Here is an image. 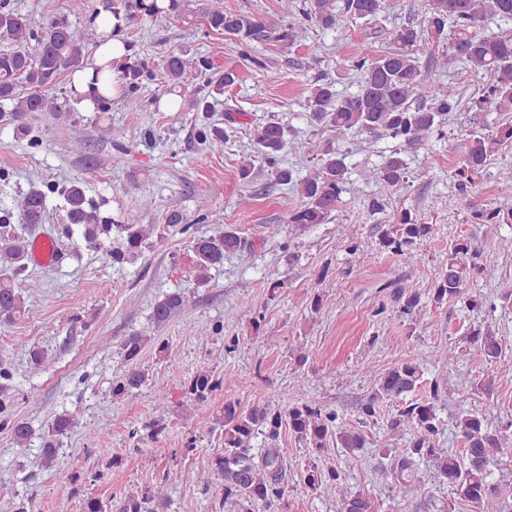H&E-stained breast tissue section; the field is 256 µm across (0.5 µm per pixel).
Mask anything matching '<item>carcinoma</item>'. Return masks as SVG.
Returning <instances> with one entry per match:
<instances>
[{"label":"carcinoma","mask_w":512,"mask_h":512,"mask_svg":"<svg viewBox=\"0 0 512 512\" xmlns=\"http://www.w3.org/2000/svg\"><path fill=\"white\" fill-rule=\"evenodd\" d=\"M181 0H102L103 9L117 22L113 32L95 24L100 9L95 7L85 14L84 21L72 24L66 18L37 20L9 7L0 0V104L10 106V112L21 117L32 112H57L59 107L53 90L62 75L87 66L88 45L105 46L112 33H123L137 19L148 16L155 19L176 17ZM428 2V29L440 41H448V53L429 55L420 62L417 46L422 41L420 29L406 24L392 27L388 32L389 49L372 56L365 46L357 47L340 64L361 73L356 92L343 95L337 92L336 82L322 80L311 88L307 107L312 119L336 128L346 134L365 133L372 137L388 136L409 148L417 147L432 135L445 134V128L456 123L461 111V100L454 86L441 85L428 104H414L423 84V72L430 68L444 69L460 62L476 73L486 75L487 81L478 96L471 99L467 111L473 113L464 155L456 170L459 204L469 214L472 224H511L512 210L505 211L476 202L471 187L474 178L490 164L499 147L512 142V122H506L490 133L479 126L481 113L493 109L512 112V33L482 35L481 23L488 17L512 20V0H426ZM383 0H311L308 21L323 29H339L358 20H373L383 11ZM206 25L212 31H222L235 38L247 50L266 41L293 42L303 36L306 28L293 23L275 25L251 16L214 10L206 15ZM112 70L120 82L122 99L130 110L141 107V88L155 83L156 102L178 93L190 73L199 75L212 70V62L205 56L189 57L181 51L170 52L156 69L135 55L112 60L96 68L95 81L108 87L100 79L106 70ZM200 144L216 152L227 140L223 128L205 124L196 129ZM288 129L271 120L254 128L253 137L258 156L270 168L274 179L282 185L297 187L302 204L288 213L289 224H322L336 210L341 195L350 185L346 155L340 148L328 143L321 152L316 172L300 178L296 172L280 165V154L287 145ZM363 180L379 185L384 194L372 199L369 208L378 211L385 207L390 194L406 181V162L399 152H393L384 163L362 174ZM62 202L67 223L61 233L67 237L81 236L88 246L102 251L112 264L122 265L135 260L147 246L154 225L118 224L102 211L105 202H97L86 194L78 181H48L39 188L19 193L14 210L0 216V325H10L27 311L19 287L27 270L29 241L26 227L41 224L45 218L50 196ZM433 225L410 211L400 213L393 223L379 227L381 248L418 261L432 238ZM242 239L233 229L222 227L210 234L192 239L197 282L207 286L210 271L224 265V257L239 251ZM481 252L469 238L456 239L449 248L448 265L435 278L429 294L430 301L442 305L463 293L467 280L473 274L484 272ZM402 313L411 315L419 309L422 295L410 287L398 288ZM185 297L175 291L157 300L150 315L151 325L158 331L185 309ZM151 337L135 332L122 344L128 370L112 386V396L124 397L146 385L147 375L137 365L141 352ZM470 344L489 358L501 353L497 337L479 328L470 332ZM423 370L414 360L401 362L381 375L376 392L362 407L365 418L376 414V406L388 401L397 406L392 423L412 435L407 447L393 456V472L397 473L403 496L415 495L416 484L404 479L415 458L424 454L435 457L437 471L462 501L480 508L498 495V485L489 479L488 461L500 451L507 439L506 431L492 428L487 414L466 412L456 426L464 442L461 453L453 454L444 448H435L432 440L440 431V421L433 403L407 400L421 383ZM13 373L0 361V430L7 432L12 443L24 448L34 435L27 422L13 416ZM224 378L212 370H201L183 384L185 397L197 404L210 400L223 390ZM338 416L312 402L288 406L281 411L268 406L241 407L235 400L224 401L215 425L207 427L213 433L221 427L224 436L223 452L207 461V467L218 475L212 492L213 503L220 508L230 505L234 512H276V507L288 488L283 485L284 463L277 448H257L254 441L262 437L272 443L280 437L283 426H288L298 439L304 441L315 459L309 461L302 473L304 488L316 495L336 500V512H372L369 499L352 495L339 471L325 468L317 458L328 444L347 453L364 445L363 436L337 426ZM76 426L70 414L58 415L51 425L54 440L46 442L40 464L46 469L55 467L60 446L55 438L69 435ZM163 430L158 421L144 422L132 431L137 447L155 443ZM165 501L164 481L159 480L126 493L120 501L119 512H154L150 505Z\"/></svg>","instance_id":"carcinoma-1"}]
</instances>
